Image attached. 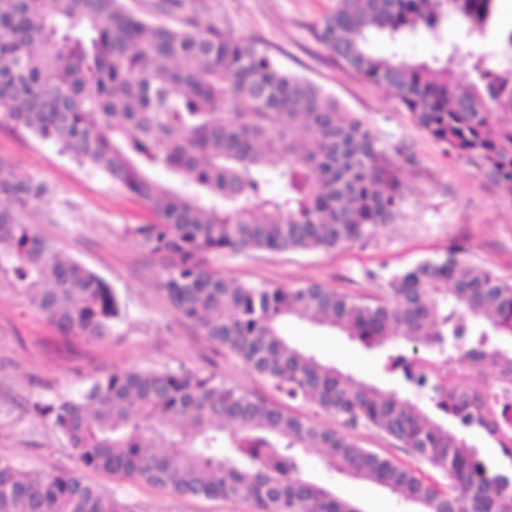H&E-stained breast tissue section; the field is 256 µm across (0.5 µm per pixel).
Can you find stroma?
Instances as JSON below:
<instances>
[{
	"label": "stroma",
	"mask_w": 512,
	"mask_h": 512,
	"mask_svg": "<svg viewBox=\"0 0 512 512\" xmlns=\"http://www.w3.org/2000/svg\"><path fill=\"white\" fill-rule=\"evenodd\" d=\"M125 2L156 22L172 23L178 14H190L202 25L217 24L234 36L263 44L283 67L331 93L403 163L407 192L400 214L373 237L333 250L228 255L220 261L226 278L285 287L315 283L352 295L380 297L382 283L364 279L365 268L384 264L403 269L455 245L469 262L512 281V200L474 166L446 153L411 121L391 92L332 63L311 28L335 0H182L177 14L164 0ZM511 13L512 0H497V12L485 34L465 37L451 18L439 38H379L372 49L428 61L445 57L457 44L464 48L458 57L460 73L469 72L472 52L497 66L504 60L499 32L507 27ZM0 159L47 188L41 199L22 210L24 223L53 240L61 253L106 279L124 313L104 340L63 336L23 299L0 288V455L14 457L34 474L75 468L72 449L33 413L31 404L72 393L117 368L199 370L251 394L270 396L262 377L195 333L169 304L160 288L159 257L122 232L124 225L140 223L147 216L137 199L104 173L60 153L53 143L6 122L0 123ZM281 332L292 345L343 371L385 389L400 387L383 371L380 352L296 319L284 320ZM359 441L426 479L443 480L440 472L379 433L361 431ZM324 455L321 448L308 450L307 475L355 502L361 512H413L411 504L387 489L329 470ZM88 478L114 492L133 512H254L241 501L181 496L102 473H89Z\"/></svg>",
	"instance_id": "35a3bbf8"
}]
</instances>
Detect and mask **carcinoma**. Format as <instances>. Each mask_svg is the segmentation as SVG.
Returning <instances> with one entry per match:
<instances>
[{"instance_id": "1", "label": "carcinoma", "mask_w": 512, "mask_h": 512, "mask_svg": "<svg viewBox=\"0 0 512 512\" xmlns=\"http://www.w3.org/2000/svg\"><path fill=\"white\" fill-rule=\"evenodd\" d=\"M494 9L495 0H335L311 32L333 62L391 90L418 127L512 199V68L477 56L465 81L452 54L430 64L370 49L377 35L435 37L450 15L482 33ZM0 119L142 202L149 218L124 233L160 257L169 303L277 393L256 397L201 371L132 367L37 400L34 413L78 467L33 475L0 455V512H132L84 470L245 500L257 512H361L308 478L314 446L328 449L327 468L380 485L416 512H512V281L452 248L402 272L365 270L385 282L381 299L236 282L210 261L334 249L395 221L406 191L400 166L320 86L254 41L193 19L158 25L124 0H0ZM45 192L0 161V286L62 335L103 340L122 314L110 283L21 221ZM285 318L382 350L383 370L427 404L291 345ZM483 364L494 374L479 385L456 379L457 368ZM297 400L342 418L345 431L291 412ZM363 429L399 442L446 487L361 447ZM480 443L498 449L496 461Z\"/></svg>"}]
</instances>
